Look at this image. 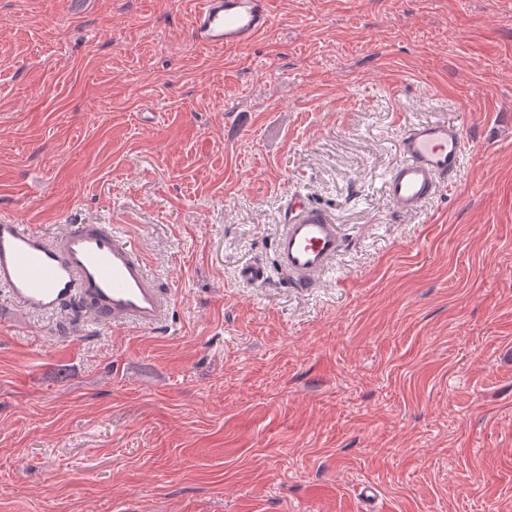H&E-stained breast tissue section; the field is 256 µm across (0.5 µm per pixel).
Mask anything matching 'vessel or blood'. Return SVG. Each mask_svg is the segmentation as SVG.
I'll return each instance as SVG.
<instances>
[{"mask_svg": "<svg viewBox=\"0 0 512 512\" xmlns=\"http://www.w3.org/2000/svg\"><path fill=\"white\" fill-rule=\"evenodd\" d=\"M271 25V0H200L191 39L213 48L245 46ZM464 147L461 131L448 123L408 128L388 197L403 212L416 211L456 175ZM341 245L326 212L302 197L289 198L275 250L294 287H315ZM0 287L29 312L55 313L79 299L99 319L143 328L158 325L166 307L132 237L108 224H82L50 240L27 225L0 220Z\"/></svg>", "mask_w": 512, "mask_h": 512, "instance_id": "1", "label": "vessel or blood"}]
</instances>
